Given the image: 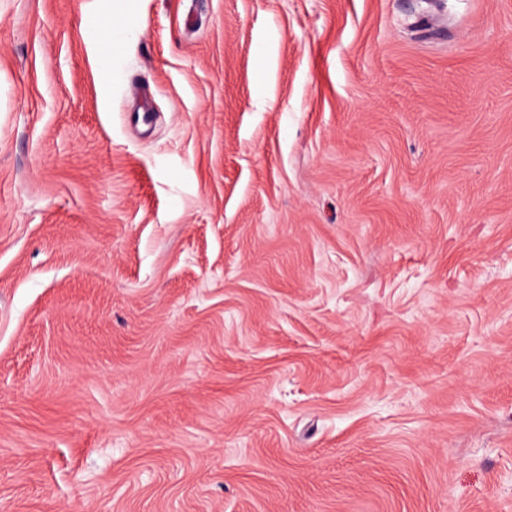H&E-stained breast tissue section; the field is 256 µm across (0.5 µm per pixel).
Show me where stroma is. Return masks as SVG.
<instances>
[{"label": "stroma", "instance_id": "obj_1", "mask_svg": "<svg viewBox=\"0 0 512 512\" xmlns=\"http://www.w3.org/2000/svg\"><path fill=\"white\" fill-rule=\"evenodd\" d=\"M0 512H512V0H0Z\"/></svg>", "mask_w": 512, "mask_h": 512}]
</instances>
